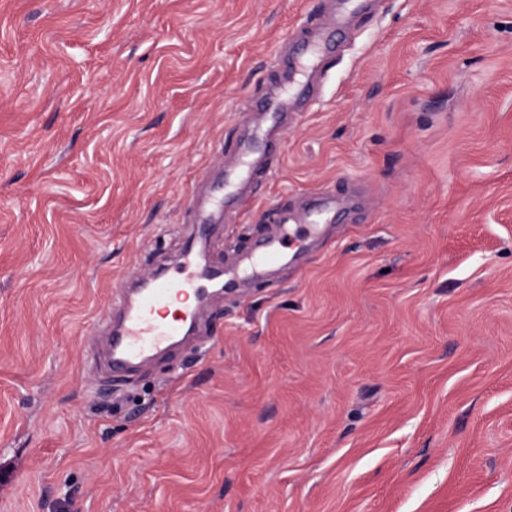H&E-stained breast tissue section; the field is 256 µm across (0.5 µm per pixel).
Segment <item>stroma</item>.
I'll use <instances>...</instances> for the list:
<instances>
[{
    "label": "stroma",
    "mask_w": 512,
    "mask_h": 512,
    "mask_svg": "<svg viewBox=\"0 0 512 512\" xmlns=\"http://www.w3.org/2000/svg\"><path fill=\"white\" fill-rule=\"evenodd\" d=\"M334 7L0 0V512H512V0L357 16L209 260L347 195L325 239L213 297L206 345L86 361Z\"/></svg>",
    "instance_id": "stroma-1"
}]
</instances>
